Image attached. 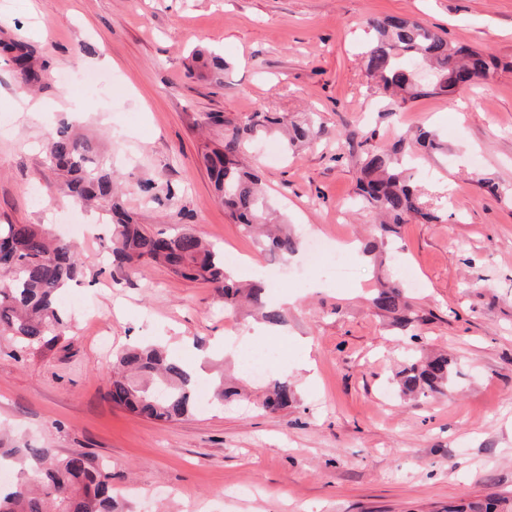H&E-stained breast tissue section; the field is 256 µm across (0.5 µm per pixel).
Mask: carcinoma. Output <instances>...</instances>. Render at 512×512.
I'll use <instances>...</instances> for the list:
<instances>
[{
    "label": "carcinoma",
    "mask_w": 512,
    "mask_h": 512,
    "mask_svg": "<svg viewBox=\"0 0 512 512\" xmlns=\"http://www.w3.org/2000/svg\"><path fill=\"white\" fill-rule=\"evenodd\" d=\"M373 35L363 51V66L373 93L385 98L402 95V100L428 96L451 98L464 85L487 81L499 67L512 66L494 57L448 39L422 23L400 16L368 21ZM0 54L11 57L22 81L36 85L46 66L27 43L0 40ZM192 60L216 77L224 71V60L196 51ZM281 132L285 149L317 143L326 134L316 119L290 122L277 112H254L224 131V149L203 153L217 199L224 210L248 234L259 230L261 248L286 259L299 250V239L288 231V221L266 200L254 169L241 163L245 143ZM414 142L442 153L446 150L437 133L417 130ZM402 146L372 147L360 160L358 190L385 217L376 227L375 240L363 252L375 254L378 242L412 219L438 223L439 211L427 205L413 180V160L399 156ZM48 167L60 178V190L80 205L94 201L106 211L112 225L110 263L115 282L140 274L145 267L161 264L178 276L203 279L224 297V307L234 308L246 298L271 326H280L285 315L266 306L264 288H244L232 281L224 265V251L205 242L190 230L176 235L151 233L137 223L115 201L119 186L111 171L94 150L91 140L62 125L45 138ZM83 272L74 246L52 239L36 224H0V338L12 346L19 359L35 350L48 348L64 339L68 316L59 299L69 282ZM373 302L378 310L393 317L400 328L411 322L413 304L408 288L388 278L379 282ZM451 361L438 356L427 361L409 360L396 374L398 392L406 397L441 393L448 387ZM197 379L180 358L156 343H143L113 356L108 395L117 406L147 419L171 422L196 410ZM239 391L218 379L211 384V400L232 402ZM297 401L288 377L270 383L262 399L263 410L276 413ZM18 471L17 479L0 486V512H117L112 494V472L88 453L62 457L51 448L27 442L6 446L0 442V469Z\"/></svg>",
    "instance_id": "obj_1"
}]
</instances>
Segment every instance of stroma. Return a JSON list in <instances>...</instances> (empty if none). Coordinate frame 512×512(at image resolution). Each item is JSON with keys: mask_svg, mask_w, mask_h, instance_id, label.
Returning <instances> with one entry per match:
<instances>
[{"mask_svg": "<svg viewBox=\"0 0 512 512\" xmlns=\"http://www.w3.org/2000/svg\"><path fill=\"white\" fill-rule=\"evenodd\" d=\"M406 15L449 42L512 58V0H0V38L35 47L41 87L18 81L0 59V224H47L68 234L81 209L55 187L43 141L76 126L111 155L124 207L152 231L193 230L238 252L235 277L271 267L214 197L202 159L223 125L254 112L300 122L321 116L329 137L269 158L278 136L247 155L270 205L304 244L340 240L355 266L337 281L299 254L270 289L287 322L276 370L300 400L265 413L252 398L264 379L239 365L260 322L228 312L214 286L152 265L113 282L109 237L76 239L85 270L70 290L100 320L73 314L65 342L14 360L0 342V427L19 442L108 462L121 512H448L491 496L512 507V70L459 91L424 97L382 116L361 52L373 17ZM219 53L221 83L187 74L190 53ZM95 85L75 94L72 79ZM428 127L448 143L420 154L414 180L442 223L401 225L382 265L359 242L377 216L357 197L362 149L335 132L375 133L392 146ZM493 181L497 193L483 186ZM410 269L420 286L409 329L372 305L377 279ZM159 341L201 376L224 370L251 400L204 406L156 422L109 399L111 352ZM445 353L453 383L406 400L394 376L410 356Z\"/></svg>", "mask_w": 512, "mask_h": 512, "instance_id": "35a3bbf8", "label": "stroma"}]
</instances>
